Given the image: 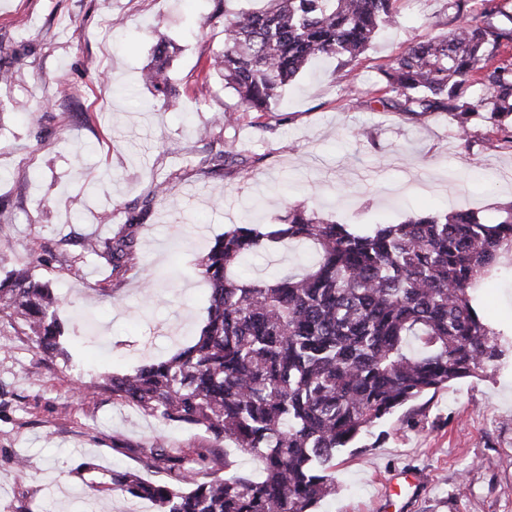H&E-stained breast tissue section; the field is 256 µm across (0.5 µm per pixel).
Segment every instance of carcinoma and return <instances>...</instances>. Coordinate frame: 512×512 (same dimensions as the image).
Here are the masks:
<instances>
[{
    "mask_svg": "<svg viewBox=\"0 0 512 512\" xmlns=\"http://www.w3.org/2000/svg\"><path fill=\"white\" fill-rule=\"evenodd\" d=\"M226 15L224 50L209 61L233 91L236 112H270L306 65L349 63L397 16V0H263ZM459 21L444 38L415 42L379 66L375 101L388 111L448 112L468 133L480 110L512 146V13L498 0H451ZM169 46L154 49L146 77L172 87ZM477 87L471 101L466 91ZM288 242L316 259L301 273L242 280L248 256ZM86 249L120 278L137 258L121 227ZM512 258V205L494 223L469 211L418 216L355 232L297 205L264 231L237 224L197 264L210 287L194 342L169 358L106 378L112 400L179 428L202 430L211 448L160 440L141 449L145 469L114 470L106 490L149 501L157 512H314L334 490L332 461L368 429L449 383L484 372L503 350L472 305V292ZM52 289L26 271L0 288V314L34 337L50 359L66 355ZM260 472L223 475L230 449Z\"/></svg>",
    "mask_w": 512,
    "mask_h": 512,
    "instance_id": "obj_1",
    "label": "carcinoma"
}]
</instances>
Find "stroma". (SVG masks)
<instances>
[{"label": "stroma", "instance_id": "stroma-1", "mask_svg": "<svg viewBox=\"0 0 512 512\" xmlns=\"http://www.w3.org/2000/svg\"><path fill=\"white\" fill-rule=\"evenodd\" d=\"M259 0H0V282L27 269L48 283L66 327V357L44 362L32 337L0 316V512H155L102 491L111 470H136L157 438L205 448L182 430L113 403L88 380L168 358L203 325L209 299L197 259L234 225L278 223L305 206L366 232L417 214L477 213L512 202V148L487 119L461 138L451 115L357 107L378 67L413 41L457 25L448 0H400L357 61L312 62L274 111L242 112L218 75L224 13ZM171 45V98L142 81L158 40ZM232 143L224 170L202 160ZM171 194L150 211L152 181ZM131 224L137 260L120 279L85 239ZM287 247L248 257L245 276L299 271ZM154 297L145 300V281ZM504 351L486 374L425 395L337 454L336 488L319 512H512V264L473 294ZM421 482L388 499L386 484Z\"/></svg>", "mask_w": 512, "mask_h": 512}]
</instances>
